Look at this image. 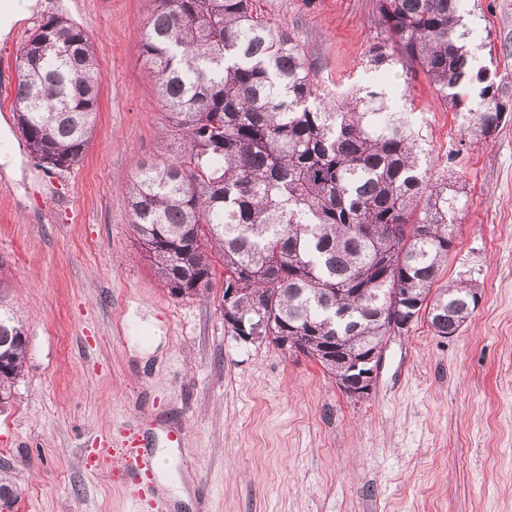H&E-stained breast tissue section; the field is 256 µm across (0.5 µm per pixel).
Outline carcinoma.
<instances>
[{"label": "carcinoma", "instance_id": "1", "mask_svg": "<svg viewBox=\"0 0 512 512\" xmlns=\"http://www.w3.org/2000/svg\"><path fill=\"white\" fill-rule=\"evenodd\" d=\"M142 53L183 141L163 163L140 161L132 223L169 294L208 292L212 253L224 287L240 293L224 314L263 323L259 341L294 351L337 376L327 358L371 350L392 336L387 319L413 301L439 336L456 335L477 307L468 273L431 293L454 246L459 189L436 179L411 113L395 112L384 83L328 100L304 48L250 0H149ZM378 70H420L438 99L481 85L466 130L491 136L502 89L479 64L477 32L461 0H375ZM17 123L49 170L81 161L98 111L102 73L91 38L62 17L42 22L22 50ZM360 288L354 297L349 289ZM26 336L0 314V399L25 363Z\"/></svg>", "mask_w": 512, "mask_h": 512}]
</instances>
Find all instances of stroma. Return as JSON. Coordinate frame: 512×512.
I'll use <instances>...</instances> for the list:
<instances>
[{
  "instance_id": "1",
  "label": "stroma",
  "mask_w": 512,
  "mask_h": 512,
  "mask_svg": "<svg viewBox=\"0 0 512 512\" xmlns=\"http://www.w3.org/2000/svg\"><path fill=\"white\" fill-rule=\"evenodd\" d=\"M0 41V127L17 175L0 172V311L28 336L26 364L0 403V476L13 512H512V115L487 140L466 131L478 99L440 102L421 71L381 73L412 112L436 175L458 182L459 223L439 284L481 272L461 331L419 319L390 337L370 394L347 398L314 360L224 329V276L208 295L171 296L130 213L139 161L180 148L142 56L146 0H41ZM374 0H257L304 46L325 96L367 83L380 34ZM483 63L512 101V0H466ZM59 15L91 37L103 75L84 158L46 171L15 121L21 49ZM181 432L174 474L129 481L101 457L139 435L147 450ZM177 455L176 448H158L155 452L157 469L160 474L161 489L166 491L173 499L187 500V492L181 481L174 479L169 472V465Z\"/></svg>"
}]
</instances>
